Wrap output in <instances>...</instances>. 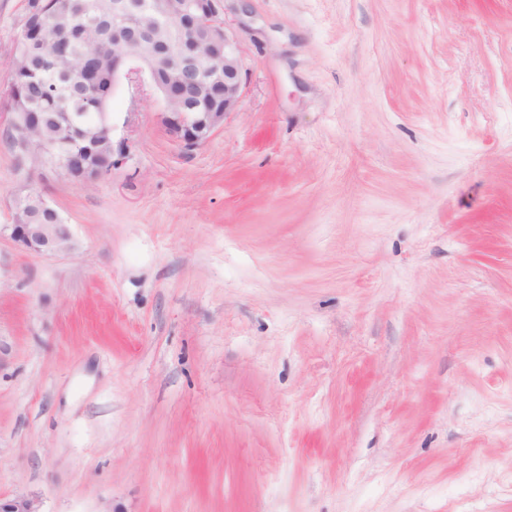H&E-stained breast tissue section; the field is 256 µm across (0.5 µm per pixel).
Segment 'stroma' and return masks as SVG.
Segmentation results:
<instances>
[{"label":"stroma","instance_id":"obj_1","mask_svg":"<svg viewBox=\"0 0 512 512\" xmlns=\"http://www.w3.org/2000/svg\"><path fill=\"white\" fill-rule=\"evenodd\" d=\"M0 0V495L38 512H512V0H226L205 145L110 106L111 176L19 165ZM133 125H126L128 113ZM24 198L36 200V203L42 209L52 211L45 198L37 192H29L25 196H19L14 202L12 224H4L3 227L1 226L0 232H2V229L9 231V236L16 245L28 253L48 254L68 250L67 242L71 235L67 224L37 223L31 219L32 216L27 211H24L25 214L22 220H16L19 201ZM29 199L25 200L23 206L28 207L34 203Z\"/></svg>","mask_w":512,"mask_h":512}]
</instances>
